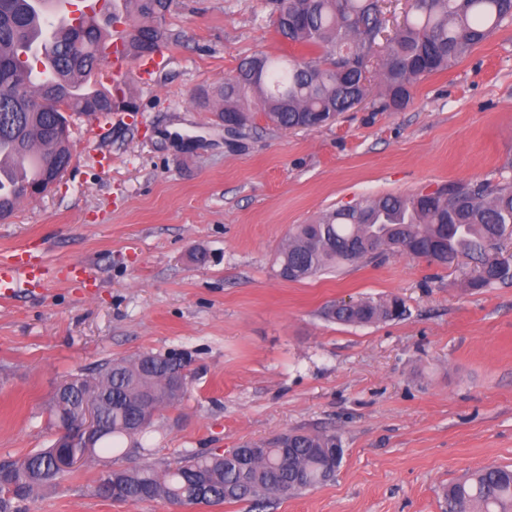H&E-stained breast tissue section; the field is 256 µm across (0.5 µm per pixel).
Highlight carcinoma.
I'll use <instances>...</instances> for the list:
<instances>
[{
	"instance_id": "1",
	"label": "carcinoma",
	"mask_w": 512,
	"mask_h": 512,
	"mask_svg": "<svg viewBox=\"0 0 512 512\" xmlns=\"http://www.w3.org/2000/svg\"><path fill=\"white\" fill-rule=\"evenodd\" d=\"M43 0H0V153L19 169L37 168V178L12 194L0 183V220L9 219L28 188L55 186L71 157L67 112L97 118L112 102H132L105 91L81 93L76 80L99 70L96 25L63 28L41 46L29 45ZM125 15H110L128 25L127 51L143 60L168 42L162 22L172 0H123ZM276 33L284 40L322 51L308 60L261 54L241 62L235 73L213 91L202 89L196 103L219 105L217 117L239 114L252 124L261 114L280 129L311 130L360 104L367 95L366 72L355 67L373 54L387 19L380 0H265ZM512 20V0H406L402 25L385 47L381 82L385 106L399 109L411 98L420 78L456 65L496 29ZM55 75L37 84L30 104L28 74L42 57ZM496 185L452 184L433 197L386 195L338 208L310 224H298L279 249L278 266L295 270L300 282L327 269L377 261L391 250L411 251L436 241L430 263L448 268L461 257L473 264L465 286L480 291L512 285V257L499 255V241L512 224V165L500 172ZM397 297L382 301L342 303L325 311L342 324H369L404 316ZM188 367L171 354H146L107 361L92 375L67 381L69 394L53 398V425L74 414L89 399L98 400V420L107 432L87 453L95 456L144 438L161 410L179 404L186 383L173 373ZM337 436L293 432L259 443H247L233 457L196 452L176 469H119L106 472L122 484L118 501L164 499L171 504L219 505L250 502L264 507L277 498L298 495L331 481L336 474L329 448ZM58 449L29 453L22 462H0V512H17L15 502L35 498L61 475ZM447 512H512V469L489 465L472 478L452 484Z\"/></svg>"
}]
</instances>
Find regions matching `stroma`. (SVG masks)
<instances>
[{"label":"stroma","instance_id":"1","mask_svg":"<svg viewBox=\"0 0 512 512\" xmlns=\"http://www.w3.org/2000/svg\"><path fill=\"white\" fill-rule=\"evenodd\" d=\"M167 63L131 81L124 122L68 113L60 182L0 220V260L23 252L56 271L38 295L0 298V460L52 446L58 386L107 360L183 351L188 394L158 413L144 450L99 454L22 512H172L114 501L110 469L174 467L294 431L336 435L330 482L263 512H443L449 484L512 467V286L465 288L468 260L439 268L391 251L302 282L273 260L295 225L365 198L500 180L512 159V23L400 110L373 84L363 104L315 130L256 118L236 138L194 100L243 59L307 56L263 0H173ZM93 274L73 287L67 266ZM397 297L405 318L327 319L340 301Z\"/></svg>","mask_w":512,"mask_h":512}]
</instances>
